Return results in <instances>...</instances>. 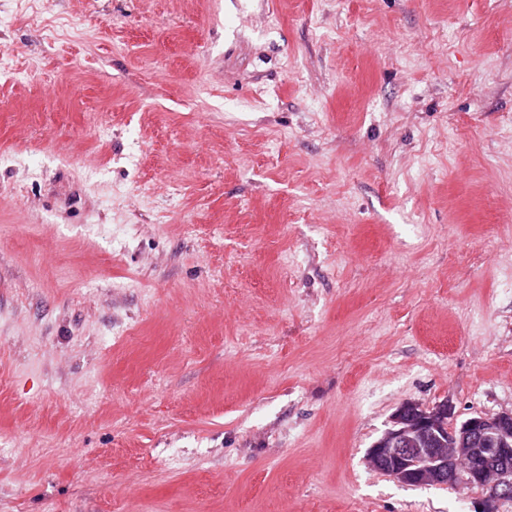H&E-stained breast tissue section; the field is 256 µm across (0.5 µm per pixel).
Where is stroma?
Listing matches in <instances>:
<instances>
[{"label":"stroma","mask_w":512,"mask_h":512,"mask_svg":"<svg viewBox=\"0 0 512 512\" xmlns=\"http://www.w3.org/2000/svg\"><path fill=\"white\" fill-rule=\"evenodd\" d=\"M408 402L512 411V0H0V512H474Z\"/></svg>","instance_id":"1"}]
</instances>
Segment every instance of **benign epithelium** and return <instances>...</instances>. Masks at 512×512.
<instances>
[{
  "mask_svg": "<svg viewBox=\"0 0 512 512\" xmlns=\"http://www.w3.org/2000/svg\"><path fill=\"white\" fill-rule=\"evenodd\" d=\"M447 404L401 406L371 446L373 468L411 487L467 485L485 491L481 512L512 497V412L449 422Z\"/></svg>",
  "mask_w": 512,
  "mask_h": 512,
  "instance_id": "benign-epithelium-1",
  "label": "benign epithelium"
}]
</instances>
